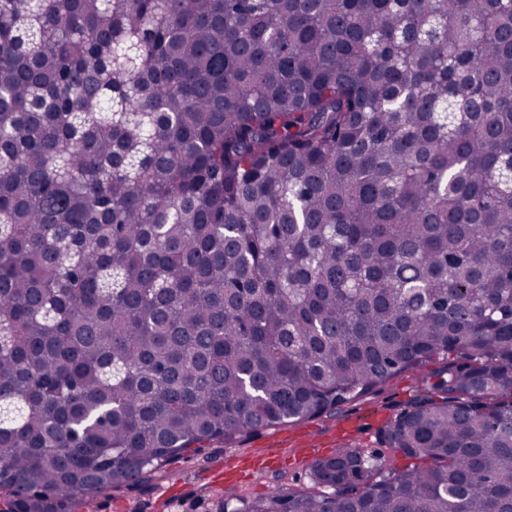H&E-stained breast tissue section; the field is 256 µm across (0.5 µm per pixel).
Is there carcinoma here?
<instances>
[{
    "instance_id": "obj_1",
    "label": "carcinoma",
    "mask_w": 512,
    "mask_h": 512,
    "mask_svg": "<svg viewBox=\"0 0 512 512\" xmlns=\"http://www.w3.org/2000/svg\"><path fill=\"white\" fill-rule=\"evenodd\" d=\"M403 373L427 465L219 512H512V0H0L14 512Z\"/></svg>"
}]
</instances>
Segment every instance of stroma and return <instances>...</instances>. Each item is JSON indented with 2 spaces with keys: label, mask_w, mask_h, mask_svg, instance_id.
Returning <instances> with one entry per match:
<instances>
[{
  "label": "stroma",
  "mask_w": 512,
  "mask_h": 512,
  "mask_svg": "<svg viewBox=\"0 0 512 512\" xmlns=\"http://www.w3.org/2000/svg\"><path fill=\"white\" fill-rule=\"evenodd\" d=\"M417 378L399 375L378 386L362 398L338 407L337 411L317 417L263 429L229 444H220L209 455L190 457L166 469L164 478L152 489L132 496L99 497L83 512H212L222 493L257 498L279 480L291 488L307 491L312 487L310 462L286 467L272 460L277 448H297L302 440H312L314 458L352 446L374 455L382 473L413 467V459L394 453L383 442L381 430L405 409L417 394ZM270 456L265 475L248 477L243 469H230L237 458Z\"/></svg>",
  "instance_id": "obj_1"
}]
</instances>
